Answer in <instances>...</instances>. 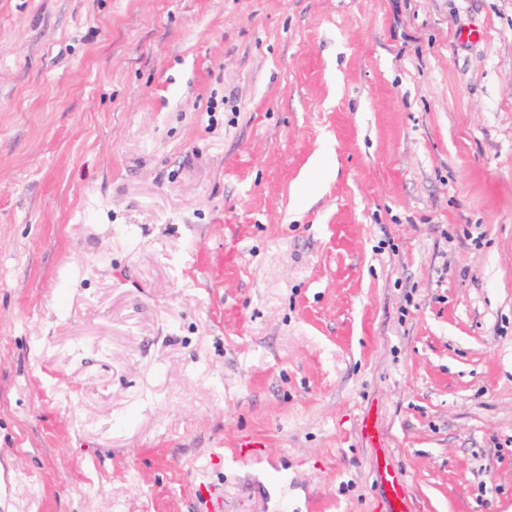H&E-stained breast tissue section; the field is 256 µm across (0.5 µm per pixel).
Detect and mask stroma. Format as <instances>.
<instances>
[{
    "label": "stroma",
    "mask_w": 512,
    "mask_h": 512,
    "mask_svg": "<svg viewBox=\"0 0 512 512\" xmlns=\"http://www.w3.org/2000/svg\"><path fill=\"white\" fill-rule=\"evenodd\" d=\"M381 463L512 512V0H0V512Z\"/></svg>",
    "instance_id": "obj_1"
}]
</instances>
